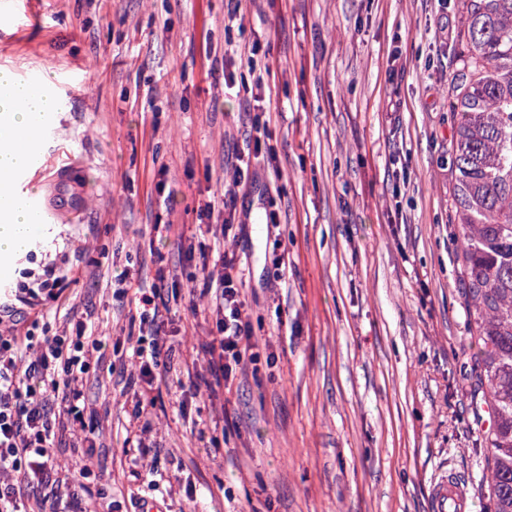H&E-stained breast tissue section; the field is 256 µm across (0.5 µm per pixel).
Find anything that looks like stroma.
Listing matches in <instances>:
<instances>
[{"mask_svg": "<svg viewBox=\"0 0 512 512\" xmlns=\"http://www.w3.org/2000/svg\"><path fill=\"white\" fill-rule=\"evenodd\" d=\"M458 31L455 0H241L233 20L225 0H0V68L40 74L60 101L28 177L65 167L76 192L70 217L10 259L9 287L63 251L87 264L67 283L74 315L109 348L154 331L133 322L135 296H118L112 273L159 288L173 332V368L149 392L131 358L91 359L86 441L69 431L52 445L77 474L61 512L103 486L112 512L144 492L164 512H433L446 469L471 484V512H487L450 223ZM255 43V66L232 65L225 90L221 58ZM260 125L281 174L257 168L236 250L255 342L275 363L223 400L189 381L208 373L210 323L185 251L213 246L195 233L200 213L221 207ZM277 236L291 260L281 280ZM144 393L151 427L127 437Z\"/></svg>", "mask_w": 512, "mask_h": 512, "instance_id": "1", "label": "stroma"}]
</instances>
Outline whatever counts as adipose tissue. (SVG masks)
Listing matches in <instances>:
<instances>
[{
	"mask_svg": "<svg viewBox=\"0 0 512 512\" xmlns=\"http://www.w3.org/2000/svg\"><path fill=\"white\" fill-rule=\"evenodd\" d=\"M55 100L38 87L19 82L0 68V179L30 166L35 141L32 130L44 114L55 111ZM40 224L10 192L0 193V253L27 251Z\"/></svg>",
	"mask_w": 512,
	"mask_h": 512,
	"instance_id": "1",
	"label": "adipose tissue"
}]
</instances>
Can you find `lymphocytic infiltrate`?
Listing matches in <instances>:
<instances>
[{"mask_svg":"<svg viewBox=\"0 0 512 512\" xmlns=\"http://www.w3.org/2000/svg\"><path fill=\"white\" fill-rule=\"evenodd\" d=\"M254 169L248 159L234 166L232 188L224 194V220L217 228L206 225L205 234L226 238L236 231L237 192L251 184ZM195 265L203 273L200 294L208 299L212 320L203 347L209 369L204 386L210 395L228 394L240 374L259 364L241 292L240 259L231 249L212 252L203 247ZM23 277L18 287L0 292V512H58L43 501L33 507L20 502L4 476L19 471L33 479L50 468L56 435L83 420L77 382L90 353L103 344L87 318L74 320L70 331L35 340L30 321L49 310L68 308L70 296L59 264L25 270ZM166 345V332L159 329L149 345L134 348L141 382L154 384L166 373L160 360Z\"/></svg>","mask_w":512,"mask_h":512,"instance_id":"1","label":"lymphocytic infiltrate"}]
</instances>
